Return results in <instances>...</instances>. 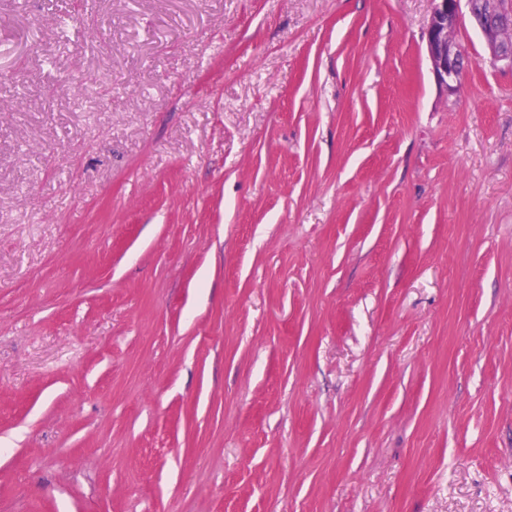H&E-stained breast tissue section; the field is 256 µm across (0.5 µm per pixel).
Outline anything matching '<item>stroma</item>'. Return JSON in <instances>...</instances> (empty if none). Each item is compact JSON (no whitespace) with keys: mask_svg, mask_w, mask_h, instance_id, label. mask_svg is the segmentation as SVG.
I'll return each mask as SVG.
<instances>
[{"mask_svg":"<svg viewBox=\"0 0 512 512\" xmlns=\"http://www.w3.org/2000/svg\"><path fill=\"white\" fill-rule=\"evenodd\" d=\"M431 0H0V512H512V69ZM484 1L476 8L472 0H431L426 54L437 84L447 93L456 90L467 67L464 53L450 38L463 14L462 2L481 33L490 61L512 69V48L503 38V30L512 26V0Z\"/></svg>","mask_w":512,"mask_h":512,"instance_id":"1","label":"stroma"}]
</instances>
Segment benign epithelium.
I'll use <instances>...</instances> for the list:
<instances>
[{"label": "benign epithelium", "instance_id": "benign-epithelium-1", "mask_svg": "<svg viewBox=\"0 0 512 512\" xmlns=\"http://www.w3.org/2000/svg\"><path fill=\"white\" fill-rule=\"evenodd\" d=\"M426 25V54L439 87L456 90L467 67L461 48L451 38L463 11H468L481 33L488 58L512 69V48L506 46L503 30L512 26V0H485L476 6L472 0H431Z\"/></svg>", "mask_w": 512, "mask_h": 512}]
</instances>
